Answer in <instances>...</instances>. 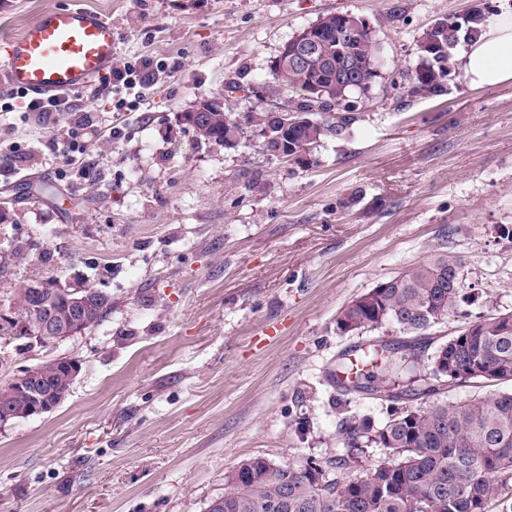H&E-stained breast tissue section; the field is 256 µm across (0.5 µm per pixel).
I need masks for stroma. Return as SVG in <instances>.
Returning a JSON list of instances; mask_svg holds the SVG:
<instances>
[{"label":"stroma","instance_id":"35a3bbf8","mask_svg":"<svg viewBox=\"0 0 512 512\" xmlns=\"http://www.w3.org/2000/svg\"><path fill=\"white\" fill-rule=\"evenodd\" d=\"M82 6L112 22L117 62L150 58L149 86L95 98L86 149L66 162L69 116L19 113L0 83V314L34 280L112 298L102 322L48 347L0 339L13 367L82 362L53 411L0 428V512H207L252 457L337 453L328 371L395 327L336 329L339 311L408 267L460 266L469 313L512 311V80L408 93L436 23L512 0H0V36ZM367 18L381 75L343 137L308 163L200 138V99L265 112L282 45L336 11ZM240 85L228 95V84Z\"/></svg>","mask_w":512,"mask_h":512}]
</instances>
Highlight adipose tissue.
Wrapping results in <instances>:
<instances>
[{"mask_svg": "<svg viewBox=\"0 0 512 512\" xmlns=\"http://www.w3.org/2000/svg\"><path fill=\"white\" fill-rule=\"evenodd\" d=\"M460 68L470 84L476 86L512 80V16L503 17L463 52Z\"/></svg>", "mask_w": 512, "mask_h": 512, "instance_id": "1", "label": "adipose tissue"}]
</instances>
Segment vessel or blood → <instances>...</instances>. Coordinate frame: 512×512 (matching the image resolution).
Segmentation results:
<instances>
[{"label": "vessel or blood", "mask_w": 512, "mask_h": 512, "mask_svg": "<svg viewBox=\"0 0 512 512\" xmlns=\"http://www.w3.org/2000/svg\"><path fill=\"white\" fill-rule=\"evenodd\" d=\"M5 45L0 80L44 99L93 85L115 61L116 37L102 13L75 6L42 12Z\"/></svg>", "instance_id": "b4317fda"}]
</instances>
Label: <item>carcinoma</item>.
Instances as JSON below:
<instances>
[{
  "label": "carcinoma",
  "instance_id": "obj_1",
  "mask_svg": "<svg viewBox=\"0 0 512 512\" xmlns=\"http://www.w3.org/2000/svg\"><path fill=\"white\" fill-rule=\"evenodd\" d=\"M352 13L334 12L302 32L323 47V63H312L279 79L289 51L281 50L272 64L268 88L291 92L281 109L309 117L281 125L270 113L224 111L202 99L185 120L204 140L235 147L248 134L275 156L288 155L303 164L325 136H342L356 120L353 99L375 83L378 47L370 31H348ZM485 22L475 9L465 23L440 22L439 52L419 51L409 76V92L420 98L440 96L448 81V58L461 41L477 36ZM457 262L437 259L416 264L372 288L345 306L336 329L349 334L393 325L415 340L391 346H369L340 355L328 372L340 410L351 396L378 389L388 392L387 416L376 425L367 416L340 419L342 453L321 461L308 457L277 464L264 457L244 461L225 476L224 496L208 512H509L502 489L512 487V391L498 392L455 404L437 402L419 410L411 398L439 394L430 376H417L422 336L468 300L455 287ZM112 299L94 296L84 329L99 324ZM433 364L448 370L458 384L494 386L512 382V312L478 315L459 334L441 344ZM370 448L383 457L360 475L353 468Z\"/></svg>",
  "mask_w": 512,
  "mask_h": 512
}]
</instances>
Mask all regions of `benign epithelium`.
I'll return each mask as SVG.
<instances>
[{
  "label": "benign epithelium",
  "instance_id": "7a95c632",
  "mask_svg": "<svg viewBox=\"0 0 512 512\" xmlns=\"http://www.w3.org/2000/svg\"><path fill=\"white\" fill-rule=\"evenodd\" d=\"M320 57L319 47L313 43H301L295 47L290 58L286 60L283 69L299 70ZM29 295L20 296L18 309L20 315L15 317L3 316L0 321L12 323L13 332L29 339L30 345L46 346L50 342H61L83 334L79 323L87 313V302L96 289L91 287L73 288L64 290L68 297V309L66 314H58L51 302L42 303L40 309L41 323L40 335L28 334L27 314L32 312V299L42 296L50 284L34 280L27 284ZM60 370L64 374L63 387L45 391L42 387L43 374L46 370ZM81 371V363L71 356H58L41 363L26 366L13 371L0 378V391L4 393L20 392L29 400L28 417L41 416L52 411L62 404L69 395L71 386Z\"/></svg>",
  "mask_w": 512,
  "mask_h": 512
}]
</instances>
